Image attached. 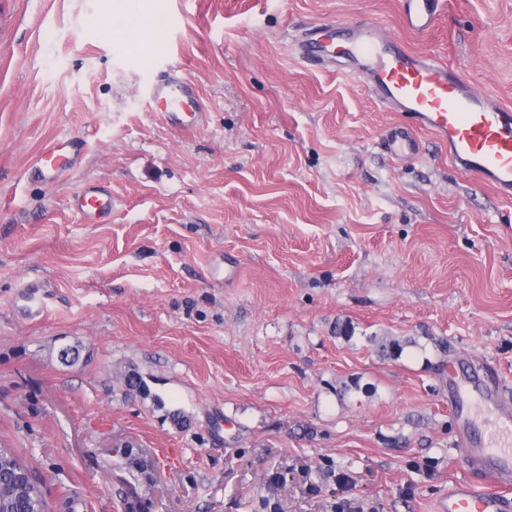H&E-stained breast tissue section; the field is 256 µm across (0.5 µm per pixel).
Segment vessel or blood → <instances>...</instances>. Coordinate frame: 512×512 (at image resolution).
Segmentation results:
<instances>
[{
    "label": "vessel or blood",
    "instance_id": "vessel-or-blood-1",
    "mask_svg": "<svg viewBox=\"0 0 512 512\" xmlns=\"http://www.w3.org/2000/svg\"><path fill=\"white\" fill-rule=\"evenodd\" d=\"M444 0H401L403 27L415 34L434 26ZM337 47L361 66L377 100L413 120L412 128L393 127L385 138L395 157L418 153V132L424 131L448 149V161L459 173L477 176L503 197L512 198V107L477 91L456 70L432 56L402 46L374 23L360 21L338 31ZM155 109L171 124L193 131L209 114L201 106L192 82L172 71L151 88ZM84 148L80 138H62L36 156L33 174L53 181L76 163ZM78 209L103 212L112 198L101 189H84L75 196ZM448 401L457 414L456 441L474 480L453 484L436 512H512V404L498 387H476L469 378L455 379ZM494 418L498 436L506 444L486 438L477 425L473 406Z\"/></svg>",
    "mask_w": 512,
    "mask_h": 512
}]
</instances>
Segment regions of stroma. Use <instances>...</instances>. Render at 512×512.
<instances>
[{
  "label": "stroma",
  "mask_w": 512,
  "mask_h": 512,
  "mask_svg": "<svg viewBox=\"0 0 512 512\" xmlns=\"http://www.w3.org/2000/svg\"><path fill=\"white\" fill-rule=\"evenodd\" d=\"M161 13L134 48L119 0H0V445L50 512H434L470 475L449 366L512 402V199L429 134L391 157L402 115L299 43L363 18L512 106V0H445L422 36L399 0ZM173 62L209 112L194 135L147 96ZM69 135L76 168L34 177ZM88 185L111 212L76 211ZM84 143L80 138L57 139L46 145L36 156L32 173L44 181H55L76 163ZM22 300L26 303L25 306L31 313H42L46 304L44 303L45 294L42 288L44 285L38 280H32L25 284Z\"/></svg>",
  "instance_id": "obj_1"
}]
</instances>
